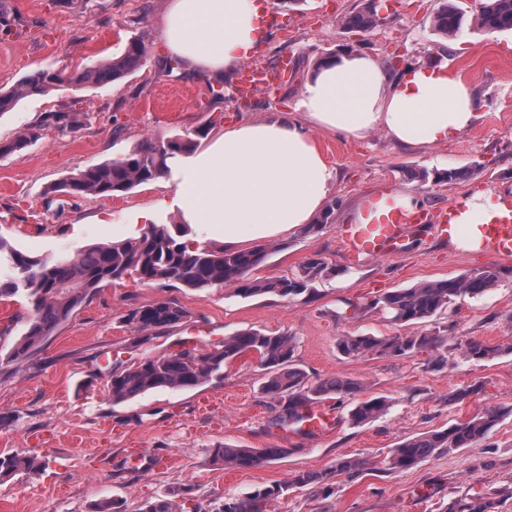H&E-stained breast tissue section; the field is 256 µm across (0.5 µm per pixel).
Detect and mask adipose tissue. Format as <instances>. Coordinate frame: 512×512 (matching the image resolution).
I'll return each instance as SVG.
<instances>
[{
    "instance_id": "adipose-tissue-1",
    "label": "adipose tissue",
    "mask_w": 512,
    "mask_h": 512,
    "mask_svg": "<svg viewBox=\"0 0 512 512\" xmlns=\"http://www.w3.org/2000/svg\"><path fill=\"white\" fill-rule=\"evenodd\" d=\"M255 0H168L160 38L170 56L198 73L239 69L267 35ZM471 81L445 67L393 72L364 53L337 55L309 79L291 114L243 122L171 164L170 208L206 225L227 245L274 239L309 223L332 192L336 173L311 134L318 126L347 139L383 130L397 144L428 149L469 130L478 118ZM454 240L476 250L479 225L496 206L463 202Z\"/></svg>"
}]
</instances>
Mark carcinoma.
<instances>
[{
	"label": "carcinoma",
	"mask_w": 512,
	"mask_h": 512,
	"mask_svg": "<svg viewBox=\"0 0 512 512\" xmlns=\"http://www.w3.org/2000/svg\"><path fill=\"white\" fill-rule=\"evenodd\" d=\"M463 13L454 4L443 0L429 20L437 36L451 39L462 27ZM343 28L370 30L379 24L374 5L368 4L340 19ZM474 27L481 31H512V0H485L474 18ZM147 54L141 39H133L124 52L112 59L98 62L81 71L42 70L6 90L0 89V115L13 110L20 101L68 86L81 90L110 83L140 69ZM88 121L80 111L46 112L35 125L19 132L12 140L0 142V155L26 149L39 140L45 130L69 134ZM197 146L196 138L185 134L167 139L147 138L124 158L88 166L56 183L49 192L86 197L119 196L132 189L163 177L168 161L178 155H188ZM467 171L448 168L429 172L420 170L412 176L426 182H453L465 177ZM189 224H148L139 236L118 242L85 247L72 256L57 259H35L16 249L0 237V262L5 261L12 275L0 279V300L23 294L28 298V312L18 316L24 329L5 354L7 361L38 362L43 345L73 313L91 302L101 288L116 285L127 278L172 288L204 289L226 287L239 297L251 298L274 295L292 300L300 296L312 298L316 282L331 276L335 269L319 258L310 259L300 273L291 277L262 278L252 276L267 259L264 247L244 250H224L188 239ZM501 272L495 267L439 280H430L408 288L387 291L360 307L352 301L346 308L357 314L361 309L378 311L398 326L424 324L466 296L484 295L498 283ZM187 318V312L173 301H161L130 308L123 321L141 341L163 336ZM444 340L443 330L434 327L413 334L393 336H343L337 342L346 358L413 356L424 351H438ZM296 340L286 334H269L248 328L236 331L207 351L173 353L153 356L126 365L112 363L108 372L112 402L120 404L158 389L187 390L214 378L224 376V366L241 356L254 354L258 366L267 371L263 385L267 396L281 408L273 424L282 428L294 426L299 434H309L302 428L306 422L304 408L313 403L358 393L361 383L341 377L312 380L295 363ZM500 354L497 346L473 342L461 351L463 358L482 362ZM391 400L386 396H371L353 405L348 420L363 426L387 414ZM504 412L488 407L466 420L457 421L443 430L408 437L391 449L384 458L386 470L402 472L444 452L468 448L486 437L499 424ZM290 448H234L224 445L213 449L211 462L226 469H244L262 462L280 459L291 453ZM39 467L38 456L31 454L0 455V476L29 473ZM315 486L326 496L334 489L327 475L316 472H296L286 484L263 487L242 498L226 499L212 512H267L270 503L291 487ZM190 491L173 489L141 505L138 512H207L201 506L185 508ZM496 500L490 494L467 488L452 497L444 512H494Z\"/></svg>",
	"instance_id": "obj_1"
}]
</instances>
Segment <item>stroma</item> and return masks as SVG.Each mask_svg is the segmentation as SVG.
Masks as SVG:
<instances>
[{"label": "stroma", "mask_w": 512, "mask_h": 512, "mask_svg": "<svg viewBox=\"0 0 512 512\" xmlns=\"http://www.w3.org/2000/svg\"><path fill=\"white\" fill-rule=\"evenodd\" d=\"M366 1L268 0L269 36L249 61L272 68L289 60L288 80L244 100L231 73L223 78V99L217 100L210 78L188 71L177 79L159 71L167 0H78L74 5L0 0V12L19 19L16 34L0 35V88L43 69L71 72L110 59L134 39H144L148 47L143 67L120 81L35 95L0 115V142L36 124L43 113L69 110L75 101L89 115L75 133L47 131L23 151L0 157V236L34 258L126 240L130 221L140 215L154 223L176 218L167 206L173 189L161 179L101 198L53 193L51 184L122 158L148 137L194 133L204 146L233 124L292 112L318 60L328 53L393 58L402 68L419 61L446 67L474 83L479 112L469 131L424 151L398 146L380 130L349 140L313 129L326 162L338 171L330 195L336 203L333 220L316 233L300 227L268 240L269 255L257 274L289 276L309 259H322L334 273L318 282L314 298L242 299L225 288L109 285L51 337L38 365H0V453L33 454L43 463L38 472L0 478V512H92L96 503L112 498L123 501L125 512H137L143 502L183 487L206 512H214L225 499L287 483L298 471L328 474L333 496L322 498L313 486L295 488L268 512H440L455 491L471 487L494 493L512 483V416L471 447L401 473L386 472L383 465L404 438L447 428L491 406H512V263L498 264L485 252L421 235L398 256L353 264L337 234L365 199L403 187L435 218L477 192L512 198V31L489 33L466 24L456 38L440 39L429 18L441 0H370L380 18L376 28H341L340 18ZM448 167L468 175L452 183H424L409 175L413 169ZM493 264L503 272L495 288L458 300L436 319L447 328L445 369L432 367L430 352L353 360L338 351L339 337L398 331L375 311L341 318L345 301L363 304L388 290ZM163 300L182 306L186 322L137 343L123 322L127 310ZM246 328L294 336L295 360L311 377L362 382L356 397L325 401L335 417L331 432L304 436L274 426L278 408L262 392L264 373L251 355L227 365L223 379L113 404L105 371L112 361L136 363L177 352L183 344L208 348ZM472 341L500 347L502 353L486 362L464 360L460 351ZM465 388L468 398L449 403V392ZM207 394L222 402L203 415L196 403ZM373 394L390 398L388 414L351 425L347 414L355 400ZM224 443L283 448L287 454L253 468L224 470L210 463L212 449ZM129 448L146 449L151 464L116 473ZM344 456L363 461L358 475L333 473Z\"/></svg>", "instance_id": "obj_1"}]
</instances>
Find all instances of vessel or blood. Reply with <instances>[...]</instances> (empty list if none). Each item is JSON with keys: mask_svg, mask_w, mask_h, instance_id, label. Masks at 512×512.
<instances>
[{"mask_svg": "<svg viewBox=\"0 0 512 512\" xmlns=\"http://www.w3.org/2000/svg\"><path fill=\"white\" fill-rule=\"evenodd\" d=\"M288 72L284 64L274 71L242 65L237 93L250 97L273 88L277 82L287 79ZM362 213L363 223L345 224L339 230L344 253L354 263L399 255L418 235L430 230L442 237L451 235L458 210L449 207L441 224L435 225L425 210H404L393 196L387 195L364 202ZM481 232L483 250L501 261H512V207L482 226Z\"/></svg>", "mask_w": 512, "mask_h": 512, "instance_id": "vessel-or-blood-1", "label": "vessel or blood"}]
</instances>
